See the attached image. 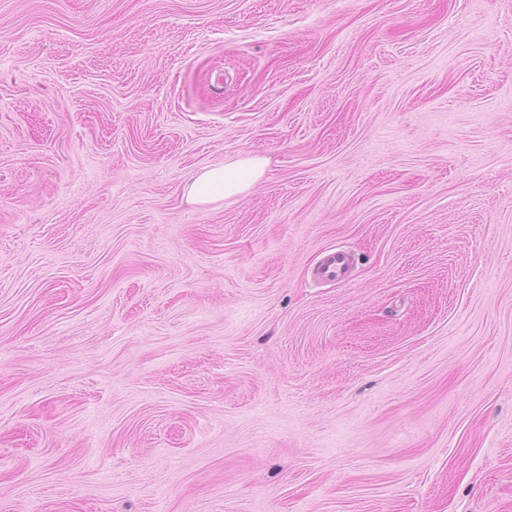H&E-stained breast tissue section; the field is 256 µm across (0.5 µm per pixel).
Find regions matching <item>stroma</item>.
<instances>
[{
	"mask_svg": "<svg viewBox=\"0 0 512 512\" xmlns=\"http://www.w3.org/2000/svg\"><path fill=\"white\" fill-rule=\"evenodd\" d=\"M0 512H512V0H0ZM267 165L265 158L248 156L201 169L188 179L184 196L188 203L204 207L219 198L244 194L264 177ZM350 259L344 251L327 254L318 267L314 278L321 282L342 280L349 268Z\"/></svg>",
	"mask_w": 512,
	"mask_h": 512,
	"instance_id": "1",
	"label": "stroma"
}]
</instances>
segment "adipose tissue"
Wrapping results in <instances>:
<instances>
[{"mask_svg": "<svg viewBox=\"0 0 512 512\" xmlns=\"http://www.w3.org/2000/svg\"><path fill=\"white\" fill-rule=\"evenodd\" d=\"M267 165L264 158L248 156L201 169L189 178L184 196L188 203L203 207L222 198L244 194L264 177Z\"/></svg>", "mask_w": 512, "mask_h": 512, "instance_id": "adipose-tissue-1", "label": "adipose tissue"}]
</instances>
